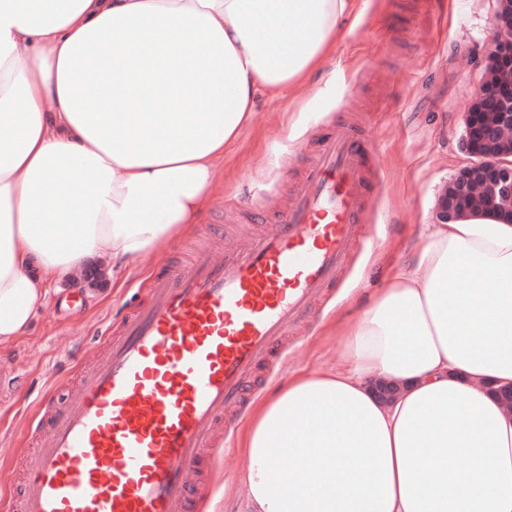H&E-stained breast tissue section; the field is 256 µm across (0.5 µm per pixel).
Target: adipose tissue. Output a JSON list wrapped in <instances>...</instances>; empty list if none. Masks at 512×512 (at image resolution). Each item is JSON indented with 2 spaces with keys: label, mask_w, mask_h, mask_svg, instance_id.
Here are the masks:
<instances>
[{
  "label": "adipose tissue",
  "mask_w": 512,
  "mask_h": 512,
  "mask_svg": "<svg viewBox=\"0 0 512 512\" xmlns=\"http://www.w3.org/2000/svg\"><path fill=\"white\" fill-rule=\"evenodd\" d=\"M358 0H0V346L48 286L187 234L258 93L298 89ZM245 438L247 512H512V224L422 229ZM277 448L305 456L284 483Z\"/></svg>",
  "instance_id": "1"
}]
</instances>
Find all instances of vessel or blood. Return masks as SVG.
<instances>
[{"instance_id": "vessel-or-blood-1", "label": "vessel or blood", "mask_w": 512, "mask_h": 512, "mask_svg": "<svg viewBox=\"0 0 512 512\" xmlns=\"http://www.w3.org/2000/svg\"><path fill=\"white\" fill-rule=\"evenodd\" d=\"M384 167L374 136L335 123L275 221L214 226V245L164 261L101 360L42 397L8 512H198L205 471L236 465L221 439L262 371L339 287Z\"/></svg>"}]
</instances>
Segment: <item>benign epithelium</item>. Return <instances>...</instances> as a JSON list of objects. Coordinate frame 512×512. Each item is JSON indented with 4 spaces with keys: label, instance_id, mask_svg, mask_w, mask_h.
<instances>
[{
    "label": "benign epithelium",
    "instance_id": "benign-epithelium-1",
    "mask_svg": "<svg viewBox=\"0 0 512 512\" xmlns=\"http://www.w3.org/2000/svg\"><path fill=\"white\" fill-rule=\"evenodd\" d=\"M494 47L484 80L465 113L463 150L468 157L448 183L440 218L456 221L477 212L512 224V0H500L493 18Z\"/></svg>",
    "mask_w": 512,
    "mask_h": 512
}]
</instances>
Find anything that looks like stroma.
<instances>
[{"instance_id":"stroma-1","label":"stroma","mask_w":512,"mask_h":512,"mask_svg":"<svg viewBox=\"0 0 512 512\" xmlns=\"http://www.w3.org/2000/svg\"><path fill=\"white\" fill-rule=\"evenodd\" d=\"M499 0H360L328 64L293 95L260 94L255 115L224 154V180L192 231L169 240L165 254L181 260L186 244L203 239L237 209L267 204L273 191L300 187L314 141L331 123L354 121L372 132L388 164L382 193L372 201L343 284L304 340L288 370L326 368L342 359L336 321L354 320L383 286L387 269L422 243L420 227L437 222L441 197L467 160L461 147L469 91L481 81L494 42L491 19ZM143 266L119 273L108 294L89 297L61 285L50 290L26 336L0 348V469L22 472L49 388L74 384L88 343L99 340L121 309L140 297Z\"/></svg>"}]
</instances>
